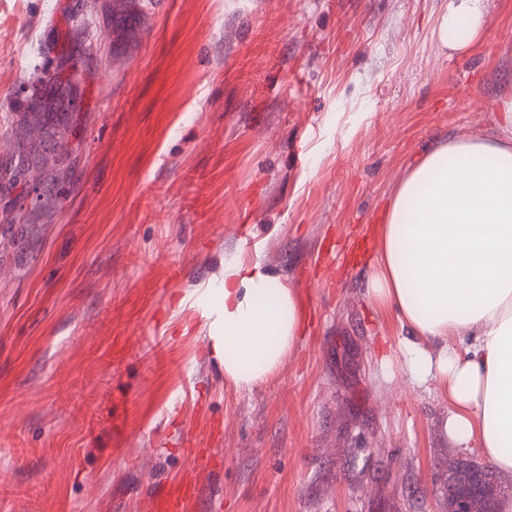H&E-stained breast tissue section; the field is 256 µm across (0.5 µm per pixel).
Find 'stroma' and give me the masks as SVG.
I'll use <instances>...</instances> for the list:
<instances>
[{"mask_svg":"<svg viewBox=\"0 0 512 512\" xmlns=\"http://www.w3.org/2000/svg\"><path fill=\"white\" fill-rule=\"evenodd\" d=\"M448 0H156L112 68L107 0H0V164L34 69L84 71L72 175L0 223V512H143L186 439L216 449L195 512H448L446 403L402 380L368 297L384 207L455 134L500 135L512 0L462 52ZM235 260L298 299V343L251 389L209 352Z\"/></svg>","mask_w":512,"mask_h":512,"instance_id":"35a3bbf8","label":"stroma"}]
</instances>
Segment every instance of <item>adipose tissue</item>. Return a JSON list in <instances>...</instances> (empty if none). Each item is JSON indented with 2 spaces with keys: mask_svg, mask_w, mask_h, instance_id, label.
<instances>
[{
  "mask_svg": "<svg viewBox=\"0 0 512 512\" xmlns=\"http://www.w3.org/2000/svg\"><path fill=\"white\" fill-rule=\"evenodd\" d=\"M486 0H448L433 29L456 52L481 35ZM370 299L404 332L401 373L448 404L449 447L479 448L512 475V140L438 141L409 166L377 229ZM210 352L249 388L273 376L299 331L294 291L260 263L224 268Z\"/></svg>",
  "mask_w": 512,
  "mask_h": 512,
  "instance_id": "ef3b65f1",
  "label": "adipose tissue"
}]
</instances>
